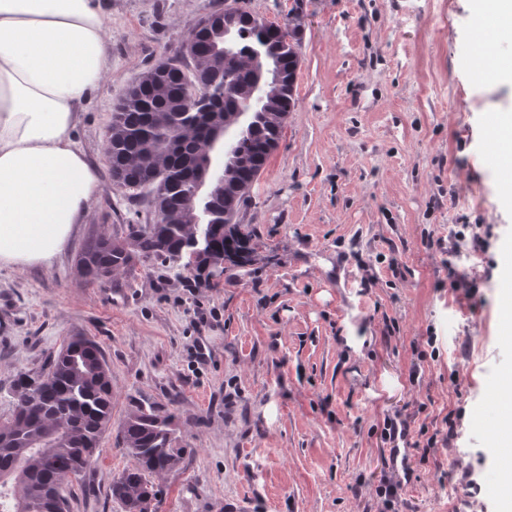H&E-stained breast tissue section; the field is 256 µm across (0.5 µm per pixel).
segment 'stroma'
<instances>
[{"instance_id": "1", "label": "stroma", "mask_w": 512, "mask_h": 512, "mask_svg": "<svg viewBox=\"0 0 512 512\" xmlns=\"http://www.w3.org/2000/svg\"><path fill=\"white\" fill-rule=\"evenodd\" d=\"M239 2L295 17L300 42L297 106L239 215L260 248L211 281L154 258L82 275L92 238L152 218L110 176L114 104L225 3L103 0L112 69L78 135L100 191L51 268L0 269V421L15 376L79 333L105 355L112 424L71 512H121L117 440L142 405L186 457L158 512H504L512 87L471 75L474 0ZM391 419L408 429L393 444Z\"/></svg>"}]
</instances>
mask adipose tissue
I'll use <instances>...</instances> for the list:
<instances>
[{"instance_id": "1", "label": "adipose tissue", "mask_w": 512, "mask_h": 512, "mask_svg": "<svg viewBox=\"0 0 512 512\" xmlns=\"http://www.w3.org/2000/svg\"><path fill=\"white\" fill-rule=\"evenodd\" d=\"M111 68L100 0H0V267L51 266L96 199L75 134Z\"/></svg>"}]
</instances>
